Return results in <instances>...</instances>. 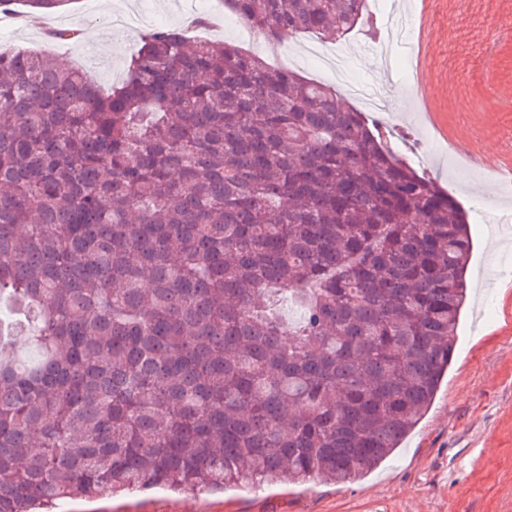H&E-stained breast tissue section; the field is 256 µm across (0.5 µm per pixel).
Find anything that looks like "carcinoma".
I'll use <instances>...</instances> for the list:
<instances>
[{
  "instance_id": "carcinoma-1",
  "label": "carcinoma",
  "mask_w": 512,
  "mask_h": 512,
  "mask_svg": "<svg viewBox=\"0 0 512 512\" xmlns=\"http://www.w3.org/2000/svg\"><path fill=\"white\" fill-rule=\"evenodd\" d=\"M226 2L333 40L367 0ZM471 249L378 124L236 45L155 29L108 92L0 51V512L355 481L426 415Z\"/></svg>"
}]
</instances>
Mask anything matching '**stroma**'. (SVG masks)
<instances>
[{"label": "stroma", "instance_id": "stroma-1", "mask_svg": "<svg viewBox=\"0 0 512 512\" xmlns=\"http://www.w3.org/2000/svg\"><path fill=\"white\" fill-rule=\"evenodd\" d=\"M370 10L372 32L339 38L353 75L387 87L402 129L429 142L417 170L460 201L473 251L468 302L453 361L435 402L400 449L347 485L313 482L231 488L198 495L154 489L94 501H69L55 512H512V290L502 280L498 246L480 213L512 211V0H386ZM411 16L415 57L388 41L391 4ZM218 0H67L49 18L0 13V47L39 49L49 29L74 28L86 40L54 48L57 63L77 68L103 89L119 82L139 37L179 26L184 12L212 13ZM146 14V22L110 28L109 13ZM507 36L489 39L491 26ZM418 65L429 112L407 110L406 74Z\"/></svg>", "mask_w": 512, "mask_h": 512}]
</instances>
